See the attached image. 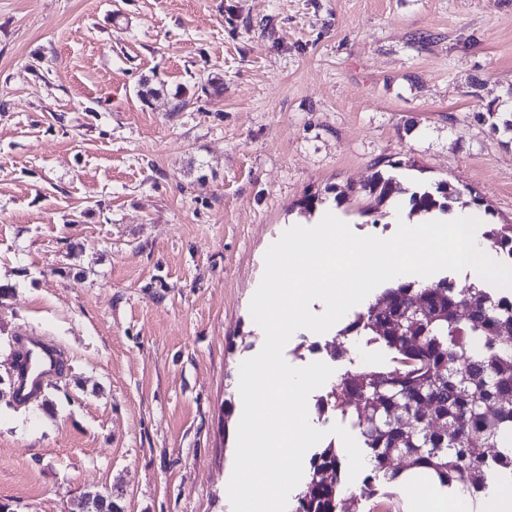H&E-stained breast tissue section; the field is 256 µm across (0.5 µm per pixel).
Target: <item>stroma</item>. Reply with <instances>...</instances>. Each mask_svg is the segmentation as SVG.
I'll list each match as a JSON object with an SVG mask.
<instances>
[{
    "mask_svg": "<svg viewBox=\"0 0 512 512\" xmlns=\"http://www.w3.org/2000/svg\"><path fill=\"white\" fill-rule=\"evenodd\" d=\"M511 88L512 0H0V503L232 512L267 249L314 193L360 236L442 180L512 224V143L476 118ZM336 334L283 356L388 365ZM25 335L63 356L49 413L6 393ZM392 177H384L381 172H376L368 185L364 186V189L368 188L370 195H375L378 202H383L389 199L397 190V183Z\"/></svg>",
    "mask_w": 512,
    "mask_h": 512,
    "instance_id": "1",
    "label": "stroma"
}]
</instances>
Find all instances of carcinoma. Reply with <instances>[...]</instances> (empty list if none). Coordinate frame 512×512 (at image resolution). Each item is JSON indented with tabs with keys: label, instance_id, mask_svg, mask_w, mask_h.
Masks as SVG:
<instances>
[{
	"label": "carcinoma",
	"instance_id": "carcinoma-1",
	"mask_svg": "<svg viewBox=\"0 0 512 512\" xmlns=\"http://www.w3.org/2000/svg\"><path fill=\"white\" fill-rule=\"evenodd\" d=\"M476 117L512 138L511 112L491 104ZM366 188L382 202L397 183L377 172ZM455 194L440 181L410 196V212L443 211ZM484 239L498 258L512 260V224L488 225ZM338 336V356L350 336H366L391 353L386 368L347 372L316 402L324 420L353 421L370 459V473L349 498L351 512H363V501L414 469L473 500L493 484H512L511 293L474 283L458 289L447 277L423 287L400 281ZM343 484L340 449L330 443L310 457L291 512H340Z\"/></svg>",
	"mask_w": 512,
	"mask_h": 512
}]
</instances>
